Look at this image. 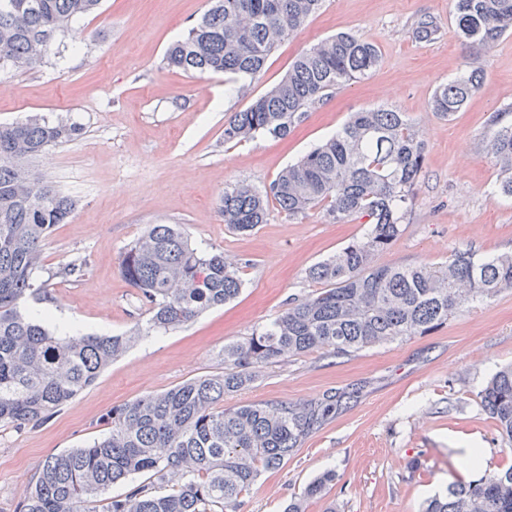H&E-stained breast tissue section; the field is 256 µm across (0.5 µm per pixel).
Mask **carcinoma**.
<instances>
[{
  "label": "carcinoma",
  "instance_id": "carcinoma-1",
  "mask_svg": "<svg viewBox=\"0 0 512 512\" xmlns=\"http://www.w3.org/2000/svg\"><path fill=\"white\" fill-rule=\"evenodd\" d=\"M101 0H0V71L33 69L55 50L69 24L93 14ZM187 35L173 42L167 65L192 74L224 73L249 94L274 48L303 28L323 0H209ZM462 43L476 52L512 34V0H455ZM410 27L432 41L438 17L422 14ZM377 46L341 32L302 53L266 93L234 113L224 141L258 135L286 138L308 112L337 89L366 75ZM478 68L439 85L431 111L450 118L478 91ZM484 152L498 171L492 193L512 198V106L490 119ZM81 128L29 118L0 126V428L40 427L91 385L139 338L166 333L242 292L243 260L196 247L177 224H151L122 254L120 271L148 308L145 326L128 336L58 335L48 319L27 312L48 300L39 282L43 243L78 200L34 178L26 163L77 140ZM426 144L407 114L391 107L353 113L332 137L313 146L260 190L224 189V224L238 232L266 223L274 203L290 217L320 209L333 223L366 219L364 236L315 264L320 291L291 304L242 342L224 345V372L189 379L165 392L112 408L108 436L48 457L19 502L18 512H239L241 497L261 472L279 468L346 395L321 402L224 406L285 356L324 350L350 355L430 332L477 300L512 289V253L478 258L458 251L441 265L378 266L375 256L398 238L411 210ZM503 442L512 446V364L478 392ZM138 475L145 483L104 497ZM334 480L325 473L283 512H305V501ZM423 512H512V467L453 483Z\"/></svg>",
  "mask_w": 512,
  "mask_h": 512
}]
</instances>
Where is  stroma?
<instances>
[{
	"label": "stroma",
	"instance_id": "stroma-1",
	"mask_svg": "<svg viewBox=\"0 0 512 512\" xmlns=\"http://www.w3.org/2000/svg\"><path fill=\"white\" fill-rule=\"evenodd\" d=\"M208 0H103L99 13L75 20L59 55L38 68L0 73V124L38 115L82 129L32 167L79 201L44 245L52 329L122 334L147 312L122 276L121 254L151 224H178L198 247L245 259V286L224 307L194 322L137 341L46 424L0 428V512H16L45 459L108 433L112 407L224 369V346L275 320L289 302L320 286L314 264L359 239L365 227L329 222L317 210L293 218L270 206L248 234L228 228L219 209L225 187H267L288 164L339 130L350 113L389 106L406 112L427 144L411 213L378 265L441 264L457 251L512 252V200L491 197L497 179L483 144L489 118L512 104V35L478 55L458 38L452 0H324L321 10L268 58L252 95L272 88L302 52L346 31L377 45L380 61L364 77L311 110L284 139H224V126L251 97L221 74L168 68L167 46L182 38ZM437 16L440 38L416 40L409 22ZM483 83L462 111L431 112L435 88L468 67ZM82 264L77 277L62 276ZM512 363V290L471 303L422 336L367 347L349 356L313 351L262 369L230 404L317 402L351 393L279 469L262 473L240 512H282L290 498L334 472L306 512H422L425 501L482 469L512 466L477 394ZM481 448L484 466L461 465L465 446Z\"/></svg>",
	"mask_w": 512,
	"mask_h": 512
}]
</instances>
